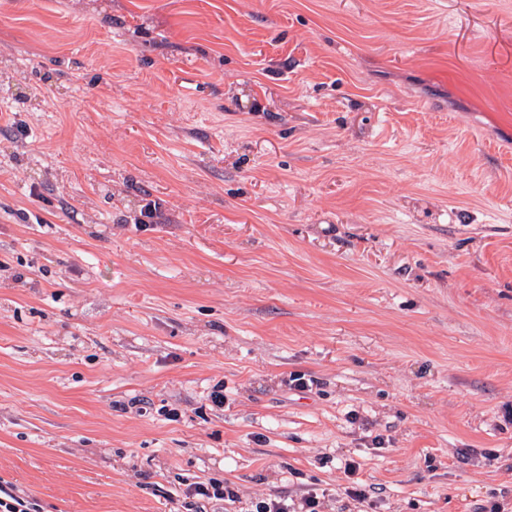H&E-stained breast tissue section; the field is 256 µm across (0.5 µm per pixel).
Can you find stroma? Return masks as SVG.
Instances as JSON below:
<instances>
[{"mask_svg":"<svg viewBox=\"0 0 512 512\" xmlns=\"http://www.w3.org/2000/svg\"><path fill=\"white\" fill-rule=\"evenodd\" d=\"M347 458L512 512V0H0V482L357 512ZM326 496L325 492L321 495L317 493L309 494L303 497L298 504L292 502L288 504V498L275 496L264 497L252 503L250 512H319L322 506L321 499Z\"/></svg>","mask_w":512,"mask_h":512,"instance_id":"1","label":"stroma"}]
</instances>
